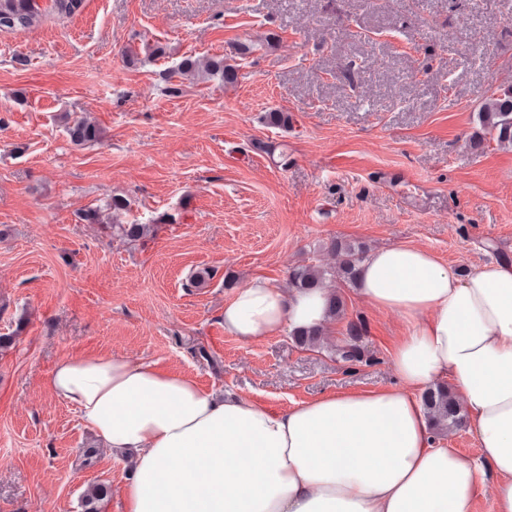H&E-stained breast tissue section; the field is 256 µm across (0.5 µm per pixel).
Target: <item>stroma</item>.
Masks as SVG:
<instances>
[{
	"label": "stroma",
	"mask_w": 512,
	"mask_h": 512,
	"mask_svg": "<svg viewBox=\"0 0 512 512\" xmlns=\"http://www.w3.org/2000/svg\"><path fill=\"white\" fill-rule=\"evenodd\" d=\"M0 34V512H126L133 454L101 446L47 377L112 354L284 412L396 382L403 328L344 290L318 346L243 342L224 305L289 267H336L332 239L423 246L467 273L485 245L512 260V148L482 135L484 98L512 86V0H84ZM247 54H236L237 45ZM226 58L166 93L182 58ZM288 113V127L262 123ZM101 142L71 143L64 113ZM130 199L154 232L130 244L80 220ZM212 274L191 288V272ZM359 321L366 362L336 348Z\"/></svg>",
	"instance_id": "stroma-1"
}]
</instances>
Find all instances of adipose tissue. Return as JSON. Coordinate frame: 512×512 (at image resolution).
Returning a JSON list of instances; mask_svg holds the SVG:
<instances>
[{"instance_id": "adipose-tissue-1", "label": "adipose tissue", "mask_w": 512, "mask_h": 512, "mask_svg": "<svg viewBox=\"0 0 512 512\" xmlns=\"http://www.w3.org/2000/svg\"><path fill=\"white\" fill-rule=\"evenodd\" d=\"M358 292L404 317L391 355L398 387L276 413L112 354L58 361L49 386L104 447L136 451L127 512H176L187 464L199 460L206 472L187 512H473V490L487 481L493 512H512V263L462 275L396 244L363 261ZM327 295L253 279L225 304L224 330L255 341L324 327ZM444 376L464 401L473 453L438 445L414 396Z\"/></svg>"}]
</instances>
